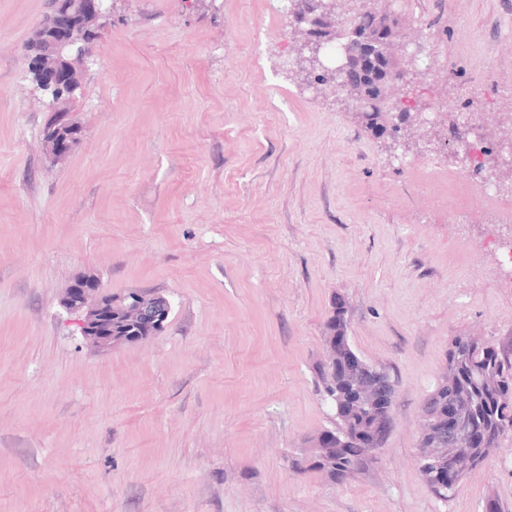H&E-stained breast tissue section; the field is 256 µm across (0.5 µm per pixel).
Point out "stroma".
<instances>
[{
	"mask_svg": "<svg viewBox=\"0 0 512 512\" xmlns=\"http://www.w3.org/2000/svg\"><path fill=\"white\" fill-rule=\"evenodd\" d=\"M429 86L419 148L303 81L306 39L267 0H112L71 114L27 42L49 0H0V512H512V434L440 500L418 463L460 336L512 355V213L447 209L458 116L512 140V0H394ZM82 273L172 311L101 352L61 305ZM396 385L384 447L344 482L306 468L336 426L316 367L334 300ZM78 145L75 133L66 127H56L49 131L43 143L44 152L55 161L65 160Z\"/></svg>",
	"mask_w": 512,
	"mask_h": 512,
	"instance_id": "obj_1",
	"label": "stroma"
}]
</instances>
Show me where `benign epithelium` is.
<instances>
[{
	"instance_id": "obj_1",
	"label": "benign epithelium",
	"mask_w": 512,
	"mask_h": 512,
	"mask_svg": "<svg viewBox=\"0 0 512 512\" xmlns=\"http://www.w3.org/2000/svg\"><path fill=\"white\" fill-rule=\"evenodd\" d=\"M111 8V0H73L71 9L54 16V34L50 38L49 51L72 61L87 59L90 48L77 34L84 25L83 15L79 11L91 10L103 19L109 15ZM341 15L340 0H307L303 3V13L298 22L308 23L314 32L306 45L311 69H321L335 78L337 86L344 92L339 101L347 107H354L358 102L373 101L391 107L418 64V52L410 54L406 65L387 71L377 83L378 94L371 96L363 80V68L374 61L378 54L390 55V44L377 40L367 31L352 30L335 43V52L329 53L326 45L334 39ZM34 81L38 89L52 92L58 83L65 82V75L57 72L50 76L36 69ZM77 145L75 133L58 126L49 131L43 149L49 157L59 162L65 160ZM61 303L67 312L75 315V323L83 339L102 351L151 340L165 328L171 313L170 302L158 294L132 293L121 297L120 302L115 304L112 294L103 292L91 275L75 279L65 289ZM348 342L347 335L339 339L325 336V364L336 365V348L340 344L346 347ZM345 376L357 402L368 409L384 400L385 392L390 390L378 368L359 356L346 369ZM392 429L390 412L373 416L370 426L371 452L382 448ZM419 448L422 474L426 482L434 487L445 485L444 474L448 462H453L454 470L458 473L465 472L470 465V452L464 445L463 434L458 427L443 425L437 428L426 420L422 421Z\"/></svg>"
}]
</instances>
